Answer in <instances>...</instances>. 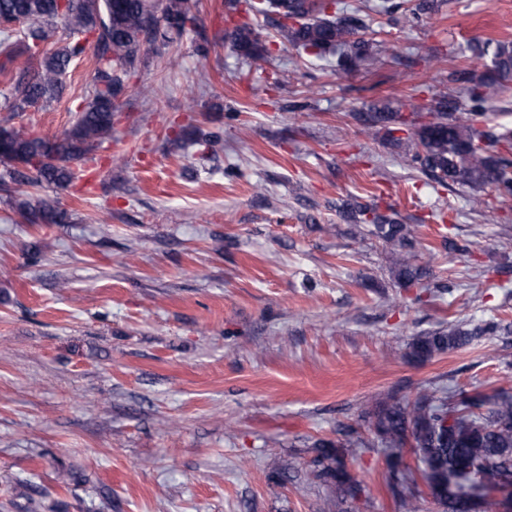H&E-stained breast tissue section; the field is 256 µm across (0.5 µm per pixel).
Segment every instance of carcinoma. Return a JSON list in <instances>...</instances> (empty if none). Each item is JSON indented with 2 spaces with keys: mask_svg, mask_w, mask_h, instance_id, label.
Wrapping results in <instances>:
<instances>
[{
  "mask_svg": "<svg viewBox=\"0 0 512 512\" xmlns=\"http://www.w3.org/2000/svg\"><path fill=\"white\" fill-rule=\"evenodd\" d=\"M445 0H413L406 23L439 12ZM253 15L270 17L278 39L301 54L337 57L336 75L344 78L376 58L392 55V46L377 39L370 15L350 10L343 0H264ZM91 37L92 80L72 126L61 136L26 135L0 121V190L15 193L13 208L29 224H65L71 214L59 201L37 195L47 188L68 187L76 167L95 160L112 140L117 101L128 93V77L159 41L172 42L198 28L188 0H0V112L42 110L59 100L63 77L86 53V43L62 41L59 28ZM233 48L256 70L270 61L260 33L242 23L226 34ZM485 60L484 70H455L451 93L432 99V119L417 112L406 116L385 98L353 117L368 138L384 134L391 145L405 126L414 146L409 165L439 184L491 188L512 196V158L500 150L512 141V128L489 126L480 109L499 98L512 80V40L486 39L470 46ZM349 224H371L379 238L398 251L393 275L403 288L423 283L430 264L422 260L414 229L395 210L383 213L353 198L339 207ZM489 331L450 322L414 339L411 355L427 360L436 353L469 345ZM367 435L345 426L336 440H319L312 460L315 477L336 487V502L362 492L347 470L343 449L364 448L386 456L388 486L399 512H419L418 481H423L440 512H500L502 502L490 492L512 479V397L480 392L421 390L412 400L385 403L367 412ZM416 454L417 472L401 468L405 448Z\"/></svg>",
  "mask_w": 512,
  "mask_h": 512,
  "instance_id": "carcinoma-1",
  "label": "carcinoma"
}]
</instances>
